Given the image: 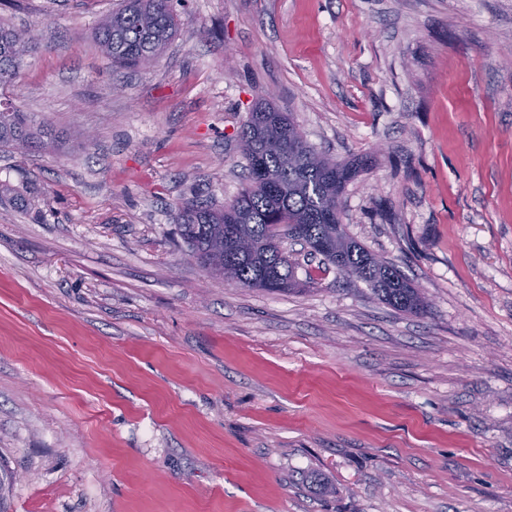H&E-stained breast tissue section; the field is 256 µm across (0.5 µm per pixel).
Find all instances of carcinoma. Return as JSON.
<instances>
[{
  "instance_id": "obj_1",
  "label": "carcinoma",
  "mask_w": 512,
  "mask_h": 512,
  "mask_svg": "<svg viewBox=\"0 0 512 512\" xmlns=\"http://www.w3.org/2000/svg\"><path fill=\"white\" fill-rule=\"evenodd\" d=\"M179 27L172 0H122L96 29L103 55L121 69L152 65ZM31 32L0 22V89L16 79L24 59L39 47ZM53 129L11 101L0 102V146L27 152L54 140ZM247 183L221 207L188 200L174 222L188 255L235 286L285 292L299 285L297 265L283 239L323 256L338 274L361 280L385 303L415 316L428 312L420 290L394 265L351 240L341 224V196L356 170L315 151L291 114L260 102L238 133Z\"/></svg>"
}]
</instances>
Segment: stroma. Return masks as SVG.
Segmentation results:
<instances>
[{"label": "stroma", "instance_id": "1", "mask_svg": "<svg viewBox=\"0 0 512 512\" xmlns=\"http://www.w3.org/2000/svg\"><path fill=\"white\" fill-rule=\"evenodd\" d=\"M116 5H0L57 135L0 148V512H512V0H174L147 69L95 45ZM265 97L373 158L342 221L427 315L288 239L298 293L188 256Z\"/></svg>", "mask_w": 512, "mask_h": 512}]
</instances>
